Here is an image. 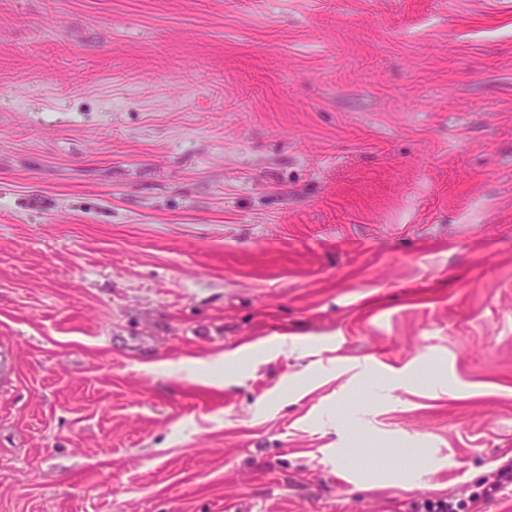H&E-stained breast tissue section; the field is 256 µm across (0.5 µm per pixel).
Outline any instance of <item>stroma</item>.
<instances>
[{
    "label": "stroma",
    "mask_w": 512,
    "mask_h": 512,
    "mask_svg": "<svg viewBox=\"0 0 512 512\" xmlns=\"http://www.w3.org/2000/svg\"><path fill=\"white\" fill-rule=\"evenodd\" d=\"M509 463L512 0H0V512Z\"/></svg>",
    "instance_id": "1"
}]
</instances>
